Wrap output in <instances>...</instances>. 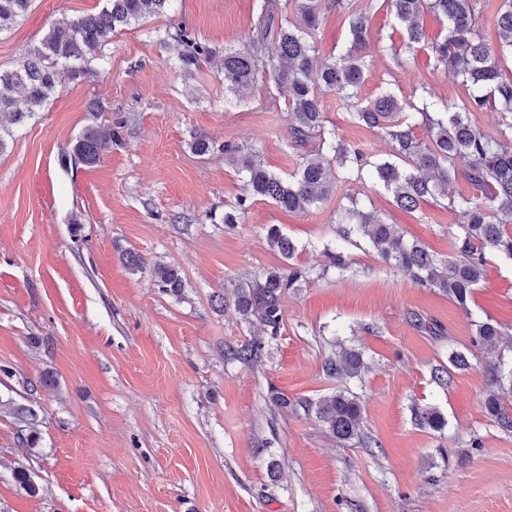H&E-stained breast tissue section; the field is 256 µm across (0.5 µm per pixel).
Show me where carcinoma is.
Returning a JSON list of instances; mask_svg holds the SVG:
<instances>
[{"label":"carcinoma","instance_id":"carcinoma-1","mask_svg":"<svg viewBox=\"0 0 512 512\" xmlns=\"http://www.w3.org/2000/svg\"><path fill=\"white\" fill-rule=\"evenodd\" d=\"M97 13L56 19L39 44L25 49L10 70L0 69V152L5 137L69 83L97 76L96 64L112 35L123 28L164 15L172 0H105ZM360 0H264L248 38L239 46L224 47L220 70L224 93L233 96L270 73L275 89L287 96L288 134L299 154L297 170L284 178L268 171L254 152L226 142L220 146L207 134L195 135L193 153L204 156L220 149L244 175L245 195L238 208L224 213V223L236 224L247 201L265 200L288 212L303 213L323 202L338 187L330 177V161L342 169L341 182L370 180L393 196L407 212L423 202L439 204L455 214L460 234L455 237L456 256L440 259L417 241L409 242L395 225L375 211L352 203L337 211L336 223L345 225L346 239H365L377 255L413 283L436 288L464 308L485 279L488 256L512 258V233L502 216H512V123L497 135H488L472 120L477 112L512 115V75L501 62L512 57V0L496 9L494 24L498 44L490 45L481 31L483 14L495 0H385L388 11L405 28L404 51L411 54L425 46L436 65L460 78L465 94L457 102L429 92L419 101L386 89L371 100L359 90L365 79L364 50L371 41V24ZM32 6V0H0V32L12 29ZM433 13L447 22L441 38L428 40L421 18ZM344 20L346 41L325 60L315 58V36L329 15ZM176 55L182 70L191 72L217 57V51L200 41L186 26L171 24L162 38ZM336 94L341 109L356 124L388 141L390 152L377 158L360 145H349L337 125L325 115L323 96ZM124 121L106 126L89 125L75 140L70 157L87 167L97 165L103 153L121 143ZM425 130V138L415 132ZM272 247L292 260L297 246L276 226L267 230ZM152 273L165 294L181 295L178 269L165 263ZM309 270L290 266L241 280L222 296L223 306H233L243 320L258 322L269 335H278L283 322V290L308 277ZM479 343L493 346L508 334L490 321L476 325ZM264 342L255 339L229 351L244 364L262 355ZM362 354L343 348L328 357L324 371L340 381L360 376ZM494 388L484 399V409L498 427L512 433V369L497 366ZM316 417L342 444L358 441L370 448L375 441L361 433L362 406L347 390H338L317 403ZM417 419L440 431L446 426L434 409H422ZM14 480L30 495L39 492L30 469L19 462Z\"/></svg>","mask_w":512,"mask_h":512}]
</instances>
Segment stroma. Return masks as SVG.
Instances as JSON below:
<instances>
[{
	"label": "stroma",
	"mask_w": 512,
	"mask_h": 512,
	"mask_svg": "<svg viewBox=\"0 0 512 512\" xmlns=\"http://www.w3.org/2000/svg\"><path fill=\"white\" fill-rule=\"evenodd\" d=\"M104 0H33L28 14L0 33V68L38 45L61 14L94 13ZM261 0H173L170 16L113 36L98 76L63 87L15 128L0 153V399L30 408L27 424L0 413V512H512V434L486 414L491 364L512 361V344L473 347L475 322L512 334V259L493 255L466 307L394 271L336 224L342 194L379 212L406 239L445 258L456 226L447 209L426 203L412 213L370 182L339 186L309 212L255 201L239 224L224 222L243 194L240 174L222 152L194 155L197 132L256 152L271 172H295L284 98L270 97V76L225 100L214 67L186 75L161 41L177 20L215 49L240 45ZM373 28L362 97L389 88L405 97L429 90L450 100L459 78L435 67L427 49L401 69L387 46L404 30L383 0H361ZM103 112H88L90 99ZM324 109L349 144L386 155L376 133L351 123L335 95ZM123 116L124 143L93 167L65 155L91 124ZM277 226L298 250L284 259L267 239ZM139 254L131 271L122 256ZM343 253L349 269L332 263ZM175 266L180 296L160 291L151 263ZM295 264L308 280L286 289L278 336L261 358L225 357L263 335L234 308L225 287L264 270ZM363 354L366 369L347 386L363 407L373 448L339 445L314 411L339 381L323 372L339 347ZM471 366L452 382L432 370L454 351ZM55 380L41 386L43 375ZM297 401L278 408L272 391ZM435 408L442 431L420 426L417 409ZM481 448H470L472 436ZM24 462L39 487L27 494L9 461Z\"/></svg>",
	"instance_id": "obj_1"
}]
</instances>
